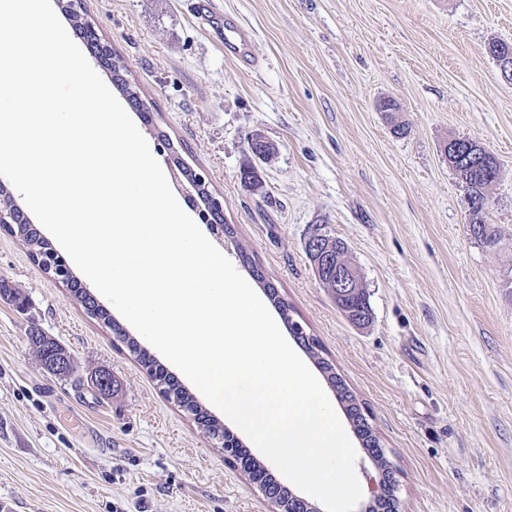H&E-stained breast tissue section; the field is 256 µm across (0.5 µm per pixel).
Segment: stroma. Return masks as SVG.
<instances>
[{"label":"stroma","instance_id":"stroma-1","mask_svg":"<svg viewBox=\"0 0 512 512\" xmlns=\"http://www.w3.org/2000/svg\"><path fill=\"white\" fill-rule=\"evenodd\" d=\"M253 35L224 51L221 23ZM152 111L130 110L164 173L172 142L224 199L234 236L356 396L390 463L357 448L358 512L396 486L397 512H512V84L486 48L512 43V0H83ZM394 99L399 112H383ZM262 134L275 151L254 157ZM489 149L502 174L469 232L449 139ZM173 148V149H174ZM253 167L258 184L241 173ZM342 239L364 280L370 322L351 323L305 251L313 227ZM66 285L0 229V512H272L196 420L141 365L147 356L202 415L223 412L148 341L133 354ZM38 327L70 352L77 379L49 374ZM110 370L105 399L87 382Z\"/></svg>","mask_w":512,"mask_h":512}]
</instances>
